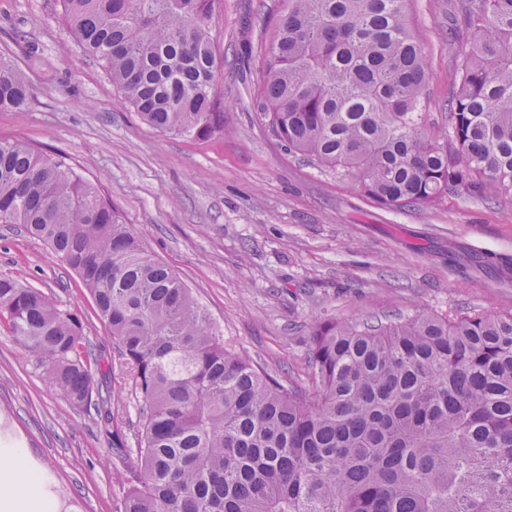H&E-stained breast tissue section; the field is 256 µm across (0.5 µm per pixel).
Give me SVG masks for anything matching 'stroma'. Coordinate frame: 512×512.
<instances>
[{"instance_id": "stroma-1", "label": "stroma", "mask_w": 512, "mask_h": 512, "mask_svg": "<svg viewBox=\"0 0 512 512\" xmlns=\"http://www.w3.org/2000/svg\"><path fill=\"white\" fill-rule=\"evenodd\" d=\"M280 6L214 0L224 131L199 139L152 129L124 105L63 21L60 0H0V48L12 49L34 90L27 111H0V140L66 158L191 288L225 341L285 380L309 384L319 319L512 311V204L452 194L435 208L387 209L270 135L253 98L265 78L263 18ZM410 21L428 63L426 128L441 129L469 38L453 0H412ZM0 277L80 317L110 413L75 410L1 331L0 433L43 476L55 512H116L137 474L133 374L77 275L20 225L0 224ZM114 429L127 458L112 448Z\"/></svg>"}]
</instances>
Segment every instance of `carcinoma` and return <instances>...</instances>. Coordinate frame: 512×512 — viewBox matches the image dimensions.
Instances as JSON below:
<instances>
[{
    "mask_svg": "<svg viewBox=\"0 0 512 512\" xmlns=\"http://www.w3.org/2000/svg\"><path fill=\"white\" fill-rule=\"evenodd\" d=\"M214 0H62L64 22L146 125L209 138ZM409 0H282L255 104L268 131L386 208L512 202V0H459L470 34L449 131L421 112ZM33 88L0 51V111ZM0 224L80 279L135 378L140 476L117 512H512V312L325 320L311 387L229 347L193 292L63 159L0 140ZM0 323L77 409L100 405L83 324L0 278Z\"/></svg>",
    "mask_w": 512,
    "mask_h": 512,
    "instance_id": "obj_1",
    "label": "carcinoma"
}]
</instances>
